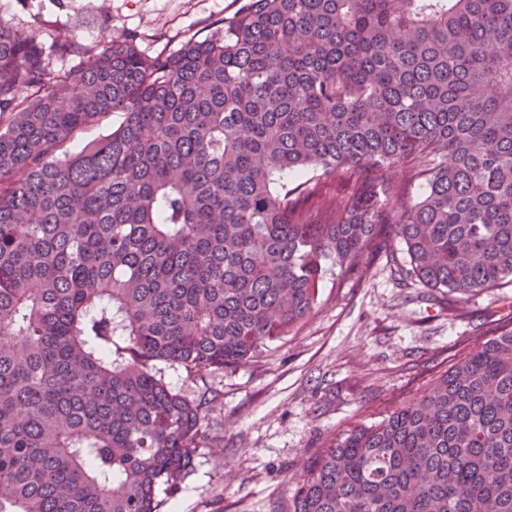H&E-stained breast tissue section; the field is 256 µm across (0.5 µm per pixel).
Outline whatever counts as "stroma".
<instances>
[{
    "instance_id": "obj_1",
    "label": "stroma",
    "mask_w": 512,
    "mask_h": 512,
    "mask_svg": "<svg viewBox=\"0 0 512 512\" xmlns=\"http://www.w3.org/2000/svg\"><path fill=\"white\" fill-rule=\"evenodd\" d=\"M243 0H0V17L43 48L70 34L94 50L131 38L144 54L173 53L216 32ZM393 241L358 283L327 278L302 326L246 366L188 378L211 392L207 446L164 512H288L303 463L321 446L384 418L475 346L512 328V287L467 300L423 287Z\"/></svg>"
}]
</instances>
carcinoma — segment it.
<instances>
[{"mask_svg":"<svg viewBox=\"0 0 512 512\" xmlns=\"http://www.w3.org/2000/svg\"><path fill=\"white\" fill-rule=\"evenodd\" d=\"M53 52L84 61L0 17V512H161L210 403L165 368L247 365L392 236L428 288L512 284V0H246L175 53ZM292 512H512V330L318 449ZM122 120L123 116L121 112H113L105 116L98 124L87 127L77 133L74 139L67 143L65 150L73 152L79 149L87 142L98 139L99 137L111 132L112 129H115L122 122Z\"/></svg>","mask_w":512,"mask_h":512,"instance_id":"obj_1","label":"carcinoma"}]
</instances>
